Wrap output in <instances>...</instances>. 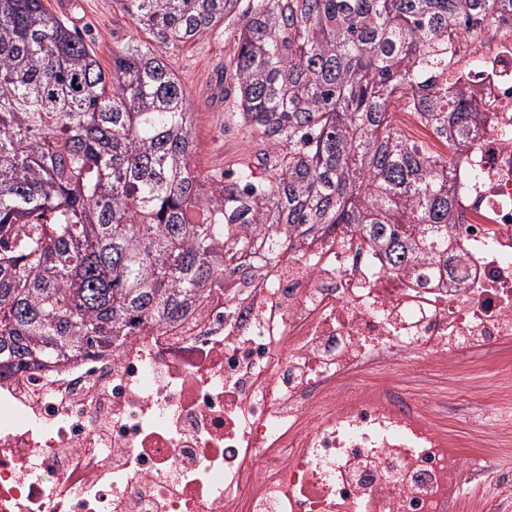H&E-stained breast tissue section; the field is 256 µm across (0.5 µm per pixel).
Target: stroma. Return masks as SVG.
Instances as JSON below:
<instances>
[{
  "label": "stroma",
  "mask_w": 512,
  "mask_h": 512,
  "mask_svg": "<svg viewBox=\"0 0 512 512\" xmlns=\"http://www.w3.org/2000/svg\"><path fill=\"white\" fill-rule=\"evenodd\" d=\"M67 9L61 0H44L50 11L87 34L86 41L103 65L112 62V45L139 36L140 31L122 11L117 0H77ZM233 22L224 32L206 35L175 52L170 63L195 104L197 148L195 163L203 173H233L253 164L265 148L260 136L242 124L233 97L224 93L231 86L236 45ZM401 392L410 405L424 404L443 429L463 431L472 420L492 425L512 421V400L498 399L496 384L484 371L472 372L451 389L426 385L415 368L407 367Z\"/></svg>",
  "instance_id": "obj_1"
}]
</instances>
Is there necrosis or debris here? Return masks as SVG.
Here are the masks:
<instances>
[{
	"instance_id": "1",
	"label": "necrosis or debris",
	"mask_w": 512,
	"mask_h": 512,
	"mask_svg": "<svg viewBox=\"0 0 512 512\" xmlns=\"http://www.w3.org/2000/svg\"><path fill=\"white\" fill-rule=\"evenodd\" d=\"M448 59L487 116L455 169L453 278L389 276L349 226L176 328L1 374L0 512H483L459 489L484 466L397 367L454 386L477 364L512 397V11Z\"/></svg>"
}]
</instances>
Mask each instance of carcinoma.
<instances>
[{"label":"carcinoma","mask_w":512,"mask_h":512,"mask_svg":"<svg viewBox=\"0 0 512 512\" xmlns=\"http://www.w3.org/2000/svg\"><path fill=\"white\" fill-rule=\"evenodd\" d=\"M145 40L104 68L43 0H0V373L108 354L233 297L256 257L355 224L389 275L452 274L475 96L448 38L512 0H120ZM236 22L233 96L266 177L198 170L168 57ZM416 106L446 147L394 124Z\"/></svg>","instance_id":"1"}]
</instances>
